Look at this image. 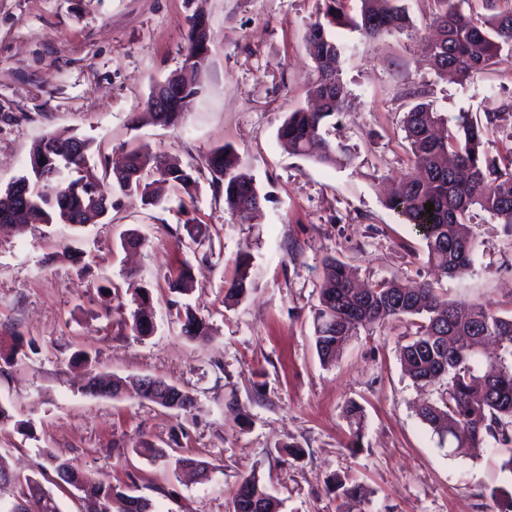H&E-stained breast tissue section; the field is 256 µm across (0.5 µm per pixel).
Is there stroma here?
<instances>
[{
    "label": "stroma",
    "instance_id": "1",
    "mask_svg": "<svg viewBox=\"0 0 512 512\" xmlns=\"http://www.w3.org/2000/svg\"><path fill=\"white\" fill-rule=\"evenodd\" d=\"M412 28L377 40L335 28L349 106L330 138L355 156L345 166L293 154L278 137L289 112L307 106L317 78L306 32L325 0H0V190L29 169L47 135L89 139L96 173L146 145L191 164L192 194L167 191L155 205L112 191L106 217L71 224L0 226V464L37 474L44 449L86 471L135 487L155 512H233L243 476L256 473L281 512H504L512 475L504 449L458 452L416 409L445 395L406 375L401 345L414 319L360 328L334 363L316 351L314 317L326 259L360 280L432 279L424 241L384 204L413 167L402 120L416 99L448 117L500 111L512 102V56L467 82L437 76L426 61L436 0H403ZM204 7L209 64L181 123L146 114L153 86L183 65L188 20ZM231 147L264 198L253 223L227 209L205 160ZM472 263L437 287L446 301L512 314V230L473 210ZM136 235L141 245L123 249ZM249 288L236 303L225 287L241 252ZM189 265V291L171 282ZM151 290L155 329L126 321L137 288ZM204 318L205 339L182 336L186 313ZM21 351L14 363L4 354ZM151 376L190 392L177 412L131 397L81 390L85 377ZM364 409L361 437L345 416ZM163 449L150 461L142 445ZM208 465L196 479L175 469ZM369 495L344 499L335 480Z\"/></svg>",
    "mask_w": 512,
    "mask_h": 512
}]
</instances>
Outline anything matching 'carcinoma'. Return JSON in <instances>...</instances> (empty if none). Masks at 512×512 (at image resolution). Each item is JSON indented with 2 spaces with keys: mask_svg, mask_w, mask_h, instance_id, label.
Instances as JSON below:
<instances>
[{
  "mask_svg": "<svg viewBox=\"0 0 512 512\" xmlns=\"http://www.w3.org/2000/svg\"><path fill=\"white\" fill-rule=\"evenodd\" d=\"M326 22L312 28L321 34V42L313 53L318 78L310 93L321 100L317 111L298 108L289 113L278 136L297 155L325 165L343 166L353 160L348 146L334 143L324 133L328 119L345 111L349 94L336 60L346 46L328 33L331 25H348L365 38L375 40L385 33L403 31L411 24L400 0H360V12L350 16L344 12L345 0H327ZM490 14L475 18L464 14L454 0H437L439 10L433 19L439 38L423 44L431 68L438 74L448 71L460 81H468L498 64L503 52L512 54V0H481ZM209 57H198L192 33H187L184 62L194 71L203 72ZM441 118L430 104H415L403 119L405 140L413 156V171L407 174L385 202L402 222L414 227L425 241L427 263L435 280L406 285L398 279L382 280L362 290L353 287L347 265L335 258L325 262L320 291V305L314 319L315 346L320 359L331 363L339 356L344 342L359 327L389 317L421 319L412 338L400 348L402 365L422 387L440 378L447 379L443 404L428 401L418 415L440 438L455 442L456 450L496 448L512 445V366L490 365L478 369L480 352L471 338L482 336L498 343L512 357V316L498 315L483 304L463 305L439 301L435 284L442 278L464 274L471 265L473 240L468 224L475 207L489 213L512 230V146L495 156L486 148L487 130L491 126H512V104L506 112H491L484 118L460 113L438 135ZM82 152L73 156L55 140L46 137L34 145L30 153V174L17 179L30 184L16 210L12 191L0 194V223L55 224L78 220V224L95 223L108 208L96 205L92 196L108 199L103 180L84 167L90 142L79 139ZM52 154L59 170L54 179L38 180L36 164ZM131 168L137 172L129 181L112 176V187L136 193L146 204L157 197L153 185L162 182L186 194L196 183L192 170L179 161L149 149L128 153ZM206 165L214 181L223 186L228 208L242 223H250L262 208L261 196L253 180L238 171L233 150L218 148L210 153ZM79 177L73 179L69 173ZM434 204L432 213L425 205ZM237 277L226 289L225 300L235 302L247 290L249 254L237 260ZM149 292L143 288L133 314L131 330L138 336L153 333ZM183 335L189 338L209 335L206 322L191 312L186 313ZM142 378H115L112 387L122 393L149 400L139 393ZM346 416L359 439L363 430V408L351 401ZM59 488L80 494L84 512H153L152 503L131 494L127 488L96 478L79 468L70 458L59 453H46ZM27 492L16 501L10 512H60L54 494L39 478H25ZM233 512H280V501L251 472L242 478L233 500Z\"/></svg>",
  "mask_w": 512,
  "mask_h": 512,
  "instance_id": "cac0c4a2",
  "label": "carcinoma"
}]
</instances>
